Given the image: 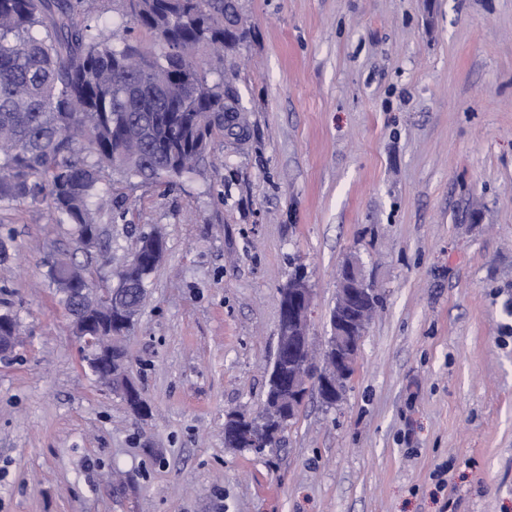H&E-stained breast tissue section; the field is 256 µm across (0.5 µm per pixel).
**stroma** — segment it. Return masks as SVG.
I'll return each instance as SVG.
<instances>
[{
  "instance_id": "1",
  "label": "stroma",
  "mask_w": 512,
  "mask_h": 512,
  "mask_svg": "<svg viewBox=\"0 0 512 512\" xmlns=\"http://www.w3.org/2000/svg\"><path fill=\"white\" fill-rule=\"evenodd\" d=\"M248 132L87 257L45 211L0 210V512H512V0H242ZM161 228L123 341L151 409L103 387L47 278L100 288ZM358 258L382 302L335 408L309 389L277 451L224 445L263 407L279 290L304 266L315 350ZM448 466V493L433 474Z\"/></svg>"
}]
</instances>
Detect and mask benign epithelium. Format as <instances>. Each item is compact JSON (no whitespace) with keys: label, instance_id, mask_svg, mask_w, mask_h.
Listing matches in <instances>:
<instances>
[{"label":"benign epithelium","instance_id":"7a95c632","mask_svg":"<svg viewBox=\"0 0 512 512\" xmlns=\"http://www.w3.org/2000/svg\"><path fill=\"white\" fill-rule=\"evenodd\" d=\"M373 288L365 281L359 265L348 260L338 276L336 308L339 316L331 317V336L325 352L324 366L312 360L309 313L312 289L303 280L288 283L282 297L277 350L288 360V377L280 370H272L279 397L288 399V411L300 407L306 386L316 382L319 395L325 403L339 401L355 369L356 349L354 340L364 334L368 323L365 301ZM73 301L81 304L87 300L103 303L112 298V289L96 288L89 278L84 287L71 290ZM76 333L89 351L88 363L104 369L103 381L112 385V353L117 349L118 336L103 335V328L81 317L74 319Z\"/></svg>","mask_w":512,"mask_h":512}]
</instances>
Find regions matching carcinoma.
I'll return each instance as SVG.
<instances>
[{"mask_svg": "<svg viewBox=\"0 0 512 512\" xmlns=\"http://www.w3.org/2000/svg\"><path fill=\"white\" fill-rule=\"evenodd\" d=\"M121 22L93 25L112 3ZM247 39L239 0H0V207H47L80 241L108 249L104 225L125 218L128 186L171 184L196 172L213 137H239L246 118L226 61ZM162 234L144 233L139 263L112 274V331L129 329L162 260ZM64 307L81 266L46 259ZM272 447L290 424L266 392Z\"/></svg>", "mask_w": 512, "mask_h": 512, "instance_id": "cac0c4a2", "label": "carcinoma"}]
</instances>
